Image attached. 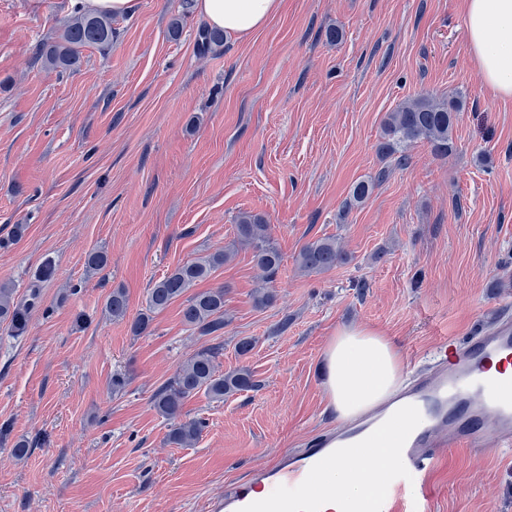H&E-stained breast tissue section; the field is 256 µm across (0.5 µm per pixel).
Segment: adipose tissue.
<instances>
[{
  "mask_svg": "<svg viewBox=\"0 0 512 512\" xmlns=\"http://www.w3.org/2000/svg\"><path fill=\"white\" fill-rule=\"evenodd\" d=\"M282 0H195L198 13L213 28L245 40L281 8ZM465 33L473 61L485 84L498 96L512 97V0H463ZM326 395L342 419L373 407L397 388L401 378L399 353L390 338L368 327H342L324 353ZM397 437L367 455L349 457L319 468L305 486V495L322 502L328 512H345L362 500L359 470L390 457Z\"/></svg>",
  "mask_w": 512,
  "mask_h": 512,
  "instance_id": "ef3b65f1",
  "label": "adipose tissue"
}]
</instances>
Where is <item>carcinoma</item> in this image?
Wrapping results in <instances>:
<instances>
[{
    "instance_id": "cac0c4a2",
    "label": "carcinoma",
    "mask_w": 512,
    "mask_h": 512,
    "mask_svg": "<svg viewBox=\"0 0 512 512\" xmlns=\"http://www.w3.org/2000/svg\"><path fill=\"white\" fill-rule=\"evenodd\" d=\"M112 16L104 12L76 11L71 20L54 37L43 42L39 56L52 70H67L77 65L80 50L84 47L112 44ZM201 49L220 46L224 33L205 29L200 35ZM460 102L454 99L421 95L389 113L383 124L382 142L378 153L384 160H391L396 167L409 162L408 151L418 143H427L437 155L452 153L453 127ZM374 188L372 181H360L352 189L346 206L351 207L366 199ZM238 244L252 250L253 261L262 272L265 283L272 282L281 266L282 257L271 237V225L259 214L243 212L237 218ZM231 253L218 251L198 257L177 266L173 271L156 281L149 289L146 312L132 323L131 330L138 336L150 327L153 315L167 309L177 300H182V320L202 336L220 334L224 330V288H210L189 293L198 283L210 278L213 271L223 265ZM347 257L332 237L318 239L305 244L296 258L299 268L308 273H321L344 263ZM38 289H31L29 297L18 298L15 289L0 284V321L8 323L10 332L22 335L27 328L28 317L36 305ZM128 300L121 288L109 294L105 311L114 319L122 320L127 315ZM224 345L220 342L202 347L188 357L177 368L174 375L152 396L154 409L170 422L168 443L179 447L193 445L201 436L205 422L201 419L182 420L185 402L204 392L216 400L241 391L258 387L250 370L223 373L219 370V358Z\"/></svg>"
}]
</instances>
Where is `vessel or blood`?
Wrapping results in <instances>:
<instances>
[{"label": "vessel or blood", "instance_id": "vessel-or-blood-1", "mask_svg": "<svg viewBox=\"0 0 512 512\" xmlns=\"http://www.w3.org/2000/svg\"><path fill=\"white\" fill-rule=\"evenodd\" d=\"M398 439L393 461L368 475L364 512H431L437 490L433 473L448 450L474 454L490 445L512 447V318L504 316L465 340L438 344L436 361L384 404L316 433L307 448L282 455L251 472L247 481L227 484L214 512H317L299 493L314 470L341 449L374 448L389 434Z\"/></svg>", "mask_w": 512, "mask_h": 512}]
</instances>
